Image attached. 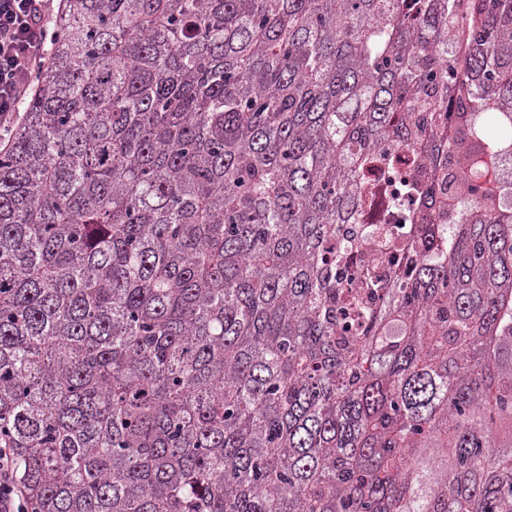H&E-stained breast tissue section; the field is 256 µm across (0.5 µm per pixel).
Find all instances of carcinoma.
Instances as JSON below:
<instances>
[{
	"instance_id": "1",
	"label": "carcinoma",
	"mask_w": 512,
	"mask_h": 512,
	"mask_svg": "<svg viewBox=\"0 0 512 512\" xmlns=\"http://www.w3.org/2000/svg\"><path fill=\"white\" fill-rule=\"evenodd\" d=\"M63 2L0 141L35 512H512V0ZM450 148L461 222L415 183L390 276L351 269L365 172ZM497 199L503 207L512 208V160L503 157L498 161L496 178L493 183Z\"/></svg>"
}]
</instances>
